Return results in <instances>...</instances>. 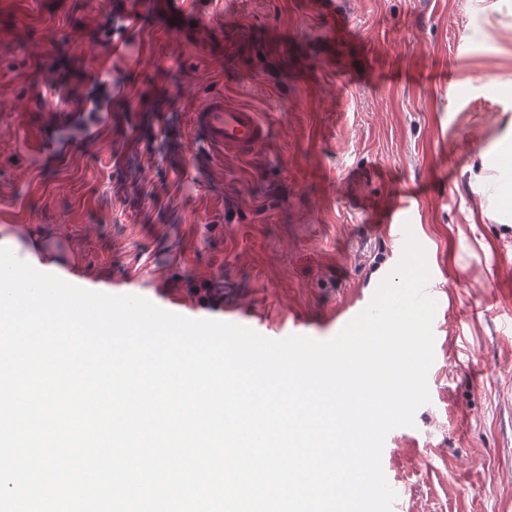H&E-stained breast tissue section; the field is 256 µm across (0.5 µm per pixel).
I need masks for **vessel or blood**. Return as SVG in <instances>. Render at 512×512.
I'll use <instances>...</instances> for the list:
<instances>
[{
	"label": "vessel or blood",
	"mask_w": 512,
	"mask_h": 512,
	"mask_svg": "<svg viewBox=\"0 0 512 512\" xmlns=\"http://www.w3.org/2000/svg\"><path fill=\"white\" fill-rule=\"evenodd\" d=\"M192 122L205 132V144L216 153L249 157L271 139L272 127L263 113L251 106L228 105L214 94L192 112Z\"/></svg>",
	"instance_id": "1"
}]
</instances>
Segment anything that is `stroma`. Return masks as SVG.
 Instances as JSON below:
<instances>
[{
  "label": "stroma",
  "instance_id": "1",
  "mask_svg": "<svg viewBox=\"0 0 512 512\" xmlns=\"http://www.w3.org/2000/svg\"><path fill=\"white\" fill-rule=\"evenodd\" d=\"M312 2L0 0V224L58 232L106 294L219 320L230 281L247 328L326 341L407 220L435 359L385 477L398 512H512V0H347L335 32ZM216 90L266 149L205 148Z\"/></svg>",
  "mask_w": 512,
  "mask_h": 512
}]
</instances>
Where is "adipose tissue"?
<instances>
[{
  "mask_svg": "<svg viewBox=\"0 0 512 512\" xmlns=\"http://www.w3.org/2000/svg\"><path fill=\"white\" fill-rule=\"evenodd\" d=\"M12 241L19 257H31L45 267L61 271L75 268L79 260L74 252L63 246L58 238L28 224H0V241Z\"/></svg>",
  "mask_w": 512,
  "mask_h": 512,
  "instance_id": "ef3b65f1",
  "label": "adipose tissue"
}]
</instances>
